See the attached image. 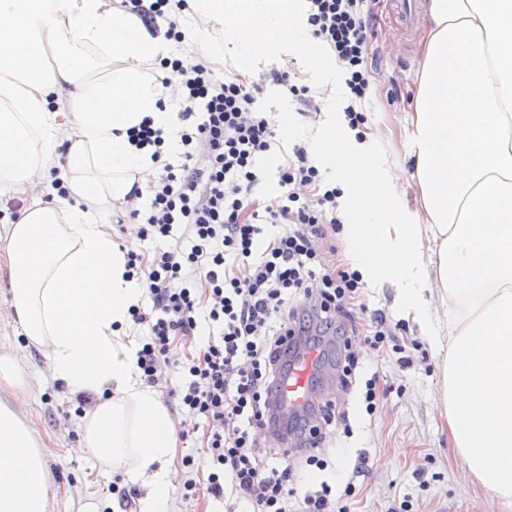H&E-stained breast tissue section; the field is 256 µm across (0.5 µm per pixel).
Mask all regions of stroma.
<instances>
[{
  "label": "stroma",
  "instance_id": "stroma-1",
  "mask_svg": "<svg viewBox=\"0 0 512 512\" xmlns=\"http://www.w3.org/2000/svg\"><path fill=\"white\" fill-rule=\"evenodd\" d=\"M374 10L378 15L374 42L378 57L370 76L372 93L361 103L367 117L364 130L373 158L398 176L399 201L412 211L418 205L411 178L416 138L406 115L414 109L423 71L422 38L402 37L390 0H376ZM317 63L324 71L333 69L326 54L313 59L286 46H273L250 66L251 80L265 85L260 99L263 111L289 140L308 144L315 134L332 131L340 137L346 131L340 117L344 92H337L335 103H323L320 114L307 117L283 98L277 86L266 81L271 70L288 69L304 83L313 84ZM9 297V272L0 267V355L16 361L29 390L19 410L51 449L47 467L56 496L50 512H84L90 504L117 512L118 502L108 491L117 471L82 448L79 417L65 415L75 399L69 392L54 390L45 355L26 345L18 324L5 310ZM402 337L419 343L407 369L399 368L392 351L373 352L361 342L355 346L363 359L361 377L379 374L380 384L387 390L373 416L366 415L356 394L342 393L333 384L340 350L332 343H320L322 369L317 383L325 399L346 413L354 434L348 438L336 432L335 453L329 456L325 470L313 472L311 487L324 480L335 482L340 489L354 482L359 492L350 502L351 512H512V503L461 477V464L448 439L445 419L432 404L440 386V363L416 324H407ZM361 455L366 464L363 475L357 477L353 469Z\"/></svg>",
  "mask_w": 512,
  "mask_h": 512
}]
</instances>
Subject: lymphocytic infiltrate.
Returning <instances> with one entry per match:
<instances>
[{"mask_svg": "<svg viewBox=\"0 0 512 512\" xmlns=\"http://www.w3.org/2000/svg\"><path fill=\"white\" fill-rule=\"evenodd\" d=\"M305 2L306 33L339 70L344 120L364 139L360 104L371 92L373 0ZM159 67L183 77L182 150L165 157L150 119L129 132L136 147H153L160 173L146 190L132 189L123 205L138 221V239L154 245L148 259L128 252L126 267L148 300L130 309L143 332L137 364L145 383L161 381L172 339L194 344L179 367L178 401L185 414L202 420L205 448L203 460L182 459L183 497L232 499L248 512H347L328 482L297 493L287 449L259 443L278 421L273 401L287 364L286 337L307 349L323 328H334L344 348L336 381L346 391L360 388L370 415L380 403L379 378L357 384L351 342L362 323L370 325L361 335L371 349L391 347L400 367L412 363L397 325L385 313L369 312L358 271L327 258L336 249L342 191L324 182L314 155L297 143L277 168V196L259 203L262 163L281 146L258 105L262 85L235 73L216 77L207 62L191 63L176 52ZM262 454L271 465L258 463Z\"/></svg>", "mask_w": 512, "mask_h": 512, "instance_id": "lymphocytic-infiltrate-1", "label": "lymphocytic infiltrate"}]
</instances>
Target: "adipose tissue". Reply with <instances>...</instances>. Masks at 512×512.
Returning <instances> with one entry per match:
<instances>
[{
  "label": "adipose tissue",
  "mask_w": 512,
  "mask_h": 512,
  "mask_svg": "<svg viewBox=\"0 0 512 512\" xmlns=\"http://www.w3.org/2000/svg\"><path fill=\"white\" fill-rule=\"evenodd\" d=\"M183 52L210 65L232 46L242 65L271 45L309 48L299 0H189ZM111 0H0V189L31 201L0 239L14 312L53 378L93 394L82 445L145 490L139 512H167L176 429L137 365L127 246L106 229L112 207L146 184L151 148L128 132L144 118L180 150V122L158 105L170 44ZM416 104L420 208L345 213L346 255L364 282L397 291L440 359L433 398L462 474L512 499V0H431ZM345 195L389 189L354 136L319 155ZM58 174L66 188L48 185ZM46 452L0 402V512H48Z\"/></svg>",
  "instance_id": "obj_1"
}]
</instances>
